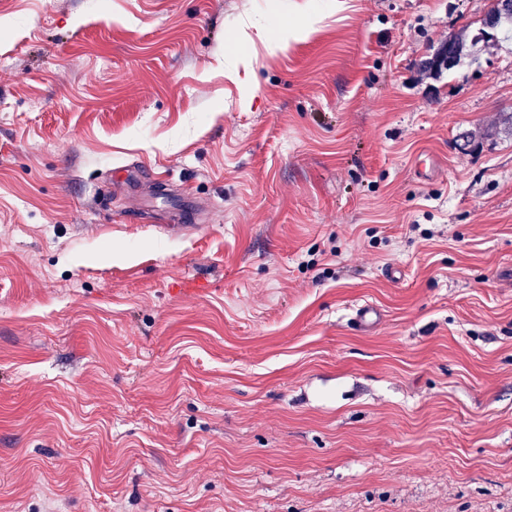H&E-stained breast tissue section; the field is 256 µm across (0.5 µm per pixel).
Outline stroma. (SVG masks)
I'll use <instances>...</instances> for the list:
<instances>
[{
    "label": "stroma",
    "mask_w": 512,
    "mask_h": 512,
    "mask_svg": "<svg viewBox=\"0 0 512 512\" xmlns=\"http://www.w3.org/2000/svg\"><path fill=\"white\" fill-rule=\"evenodd\" d=\"M489 5L0 0V512H512ZM490 4H491L490 8L488 9L486 14L482 18V23L486 29L494 30L497 25L499 16L502 14H507V13L512 12V1L511 0H493V1H490ZM485 28H483V27L478 28L477 33L472 36V38L470 40V45H469V48H471V49H468V44H467V40L465 37H459V36L448 37V40H445V42L441 43L440 46L435 51V53L442 49H448V46L453 48L456 52L454 63L449 67L436 69V70H431L428 68L429 72L430 73L434 72L435 74L439 75L440 73H442L443 70L450 71V70L454 69L455 67H457L461 63L462 59L465 58V56H468L469 52L474 47H476L479 42H481L482 40H484L487 37H493V36H490V33ZM380 310L372 303L359 305L351 318L352 323L360 330L374 329L380 322Z\"/></svg>",
    "instance_id": "1"
}]
</instances>
